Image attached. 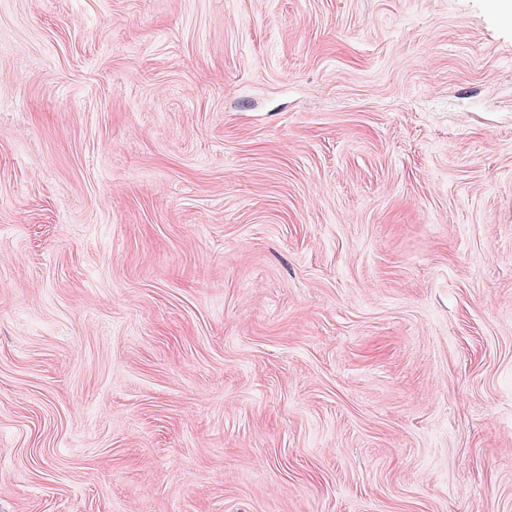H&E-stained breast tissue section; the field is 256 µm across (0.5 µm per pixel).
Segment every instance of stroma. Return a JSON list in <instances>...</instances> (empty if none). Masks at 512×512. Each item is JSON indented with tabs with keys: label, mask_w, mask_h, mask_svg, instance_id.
I'll use <instances>...</instances> for the list:
<instances>
[{
	"label": "stroma",
	"mask_w": 512,
	"mask_h": 512,
	"mask_svg": "<svg viewBox=\"0 0 512 512\" xmlns=\"http://www.w3.org/2000/svg\"><path fill=\"white\" fill-rule=\"evenodd\" d=\"M0 0V512H512V17Z\"/></svg>",
	"instance_id": "35a3bbf8"
}]
</instances>
